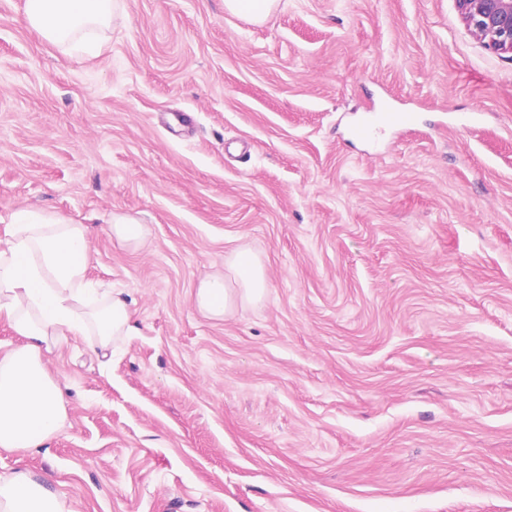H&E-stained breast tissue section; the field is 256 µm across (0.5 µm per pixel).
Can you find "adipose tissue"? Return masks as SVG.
Instances as JSON below:
<instances>
[{
  "instance_id": "1",
  "label": "adipose tissue",
  "mask_w": 512,
  "mask_h": 512,
  "mask_svg": "<svg viewBox=\"0 0 512 512\" xmlns=\"http://www.w3.org/2000/svg\"><path fill=\"white\" fill-rule=\"evenodd\" d=\"M113 0H25L24 18L49 43L71 53L88 47L89 32L107 27ZM91 229L44 209L21 208L0 239V317L21 346L0 355V449L41 447L62 430L66 399L48 375L44 353L69 333L92 332L107 351L112 337L133 331L121 295L95 296L86 281ZM270 286L262 259L241 247L223 272H205L193 294L197 309L221 319L261 301ZM0 512H67L58 496L25 470L0 473Z\"/></svg>"
}]
</instances>
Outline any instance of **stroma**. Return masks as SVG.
<instances>
[{
    "instance_id": "35a3bbf8",
    "label": "stroma",
    "mask_w": 512,
    "mask_h": 512,
    "mask_svg": "<svg viewBox=\"0 0 512 512\" xmlns=\"http://www.w3.org/2000/svg\"><path fill=\"white\" fill-rule=\"evenodd\" d=\"M24 2L0 0V237L24 207L89 225L135 330L46 354L66 424L0 472L68 512H512V61L455 0H117L83 56ZM384 106L411 124L349 136ZM243 245L266 298L204 317L199 272ZM278 3V0H224V8L253 22H261L276 9ZM109 229L113 239L132 249L143 245L151 233L147 224H142L137 216L130 213L112 212Z\"/></svg>"
}]
</instances>
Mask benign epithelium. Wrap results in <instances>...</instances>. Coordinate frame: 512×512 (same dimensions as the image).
I'll return each mask as SVG.
<instances>
[{"label":"benign epithelium","mask_w":512,"mask_h":512,"mask_svg":"<svg viewBox=\"0 0 512 512\" xmlns=\"http://www.w3.org/2000/svg\"><path fill=\"white\" fill-rule=\"evenodd\" d=\"M468 31L483 46L512 59V0H455Z\"/></svg>","instance_id":"benign-epithelium-1"}]
</instances>
